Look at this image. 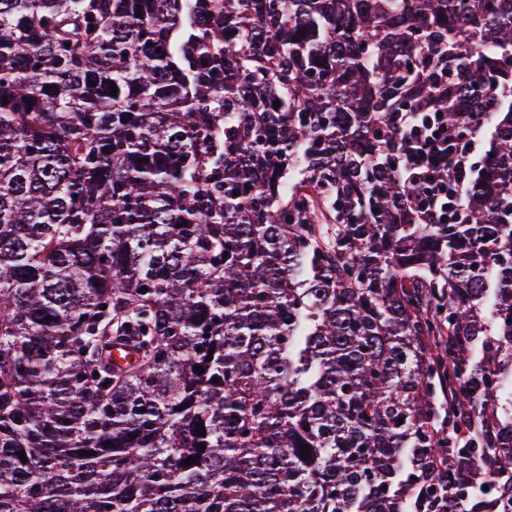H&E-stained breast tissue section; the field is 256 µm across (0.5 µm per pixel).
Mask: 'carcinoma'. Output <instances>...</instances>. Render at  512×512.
Masks as SVG:
<instances>
[{
	"instance_id": "obj_1",
	"label": "carcinoma",
	"mask_w": 512,
	"mask_h": 512,
	"mask_svg": "<svg viewBox=\"0 0 512 512\" xmlns=\"http://www.w3.org/2000/svg\"><path fill=\"white\" fill-rule=\"evenodd\" d=\"M506 389L512 0H0V512H512ZM416 112L408 114L406 128L417 131L419 143L407 148V159L400 169L406 182H420L425 191L417 199V207L428 224L448 223V132L438 123L430 135L415 124Z\"/></svg>"
}]
</instances>
